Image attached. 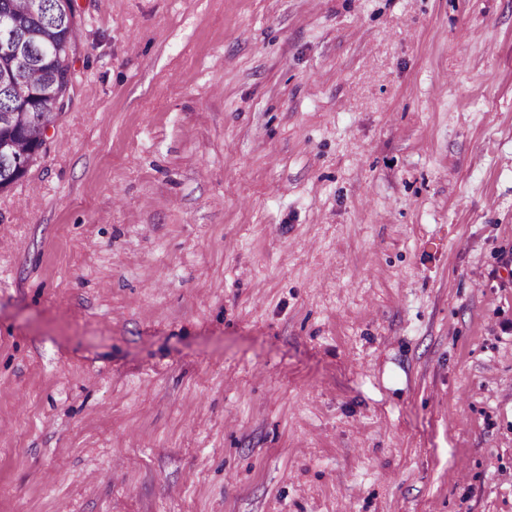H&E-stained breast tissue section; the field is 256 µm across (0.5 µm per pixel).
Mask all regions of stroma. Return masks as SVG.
<instances>
[{
	"mask_svg": "<svg viewBox=\"0 0 512 512\" xmlns=\"http://www.w3.org/2000/svg\"><path fill=\"white\" fill-rule=\"evenodd\" d=\"M0 191V512H512V0H76Z\"/></svg>",
	"mask_w": 512,
	"mask_h": 512,
	"instance_id": "stroma-1",
	"label": "stroma"
}]
</instances>
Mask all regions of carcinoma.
<instances>
[{
	"instance_id": "cac0c4a2",
	"label": "carcinoma",
	"mask_w": 512,
	"mask_h": 512,
	"mask_svg": "<svg viewBox=\"0 0 512 512\" xmlns=\"http://www.w3.org/2000/svg\"><path fill=\"white\" fill-rule=\"evenodd\" d=\"M6 17L18 22L12 33L24 37L36 32L40 38L34 42L30 53L22 60L27 68V79L13 87H0V111L8 112L26 108L33 118L22 128L10 132L13 153L0 158V190L10 187L25 175L16 161L31 164L45 144L46 131L57 114L37 109V93L52 86L62 101L70 99L72 91V62L49 53L52 45L76 51L79 38L74 13L63 9L62 0H43L37 13L30 12V0H0V19Z\"/></svg>"
}]
</instances>
